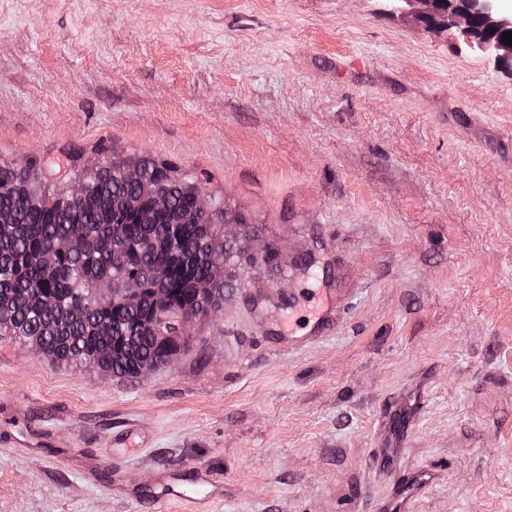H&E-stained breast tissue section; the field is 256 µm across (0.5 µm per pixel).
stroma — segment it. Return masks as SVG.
I'll return each instance as SVG.
<instances>
[{
	"label": "stroma",
	"instance_id": "stroma-1",
	"mask_svg": "<svg viewBox=\"0 0 512 512\" xmlns=\"http://www.w3.org/2000/svg\"><path fill=\"white\" fill-rule=\"evenodd\" d=\"M175 161L262 225L188 348L135 379L0 337V512H344L395 496L382 412L425 381L412 512H512V69L385 0H0V161ZM336 299L331 332L311 307Z\"/></svg>",
	"mask_w": 512,
	"mask_h": 512
}]
</instances>
